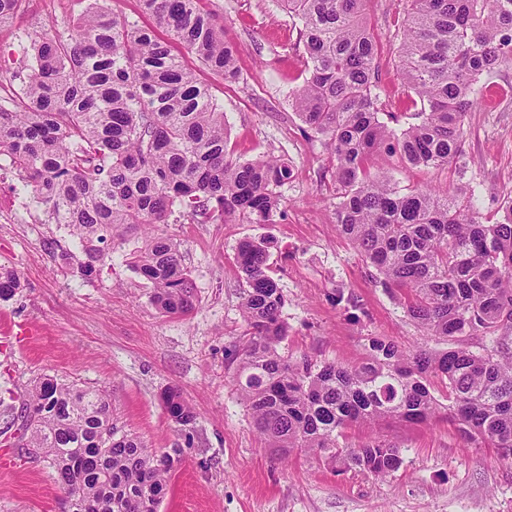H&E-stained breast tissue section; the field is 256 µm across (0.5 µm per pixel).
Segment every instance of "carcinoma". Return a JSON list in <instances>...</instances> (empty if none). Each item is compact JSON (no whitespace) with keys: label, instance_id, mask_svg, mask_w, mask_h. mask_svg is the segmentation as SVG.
Segmentation results:
<instances>
[{"label":"carcinoma","instance_id":"carcinoma-1","mask_svg":"<svg viewBox=\"0 0 512 512\" xmlns=\"http://www.w3.org/2000/svg\"><path fill=\"white\" fill-rule=\"evenodd\" d=\"M22 2L0 0V26ZM140 2L211 74L237 79L235 47L201 0ZM280 2L302 23L307 75L292 90V105L334 157L336 228L423 335L448 348L407 353L373 338L370 358L356 366L288 360L278 352L287 336L285 299L269 275L270 242L245 240L236 263L249 339L235 386L255 430L283 455L300 450L384 478L401 467L400 448L380 438L354 446L339 438L357 423L440 417L435 379L448 389V420L460 436L489 442L512 463V203L485 224L470 183L443 195L402 192L370 171L383 150L405 166L461 173L466 114L490 108L482 76L512 66V0H406L399 68L416 122L405 129L379 119V41L366 0ZM19 60L29 74L0 104V158L53 223L80 240L86 277L103 270L130 231L155 230L131 266L151 284L160 311H189L192 283L180 243L159 226L176 207L193 217L271 224L280 214L276 189L292 179L291 165L270 154L235 157L211 88L169 42L115 12L110 0H86L66 32L41 34L20 48ZM20 287L18 272L0 267V300ZM499 332L490 352L465 346L469 336ZM160 399L174 423H195L178 389ZM14 410L4 412L20 431L19 447L47 462L65 493L78 492L75 512H157L179 453H158L119 430L105 388L46 375Z\"/></svg>","mask_w":512,"mask_h":512}]
</instances>
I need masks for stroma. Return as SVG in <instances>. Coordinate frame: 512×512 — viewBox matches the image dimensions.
Masks as SVG:
<instances>
[{"mask_svg":"<svg viewBox=\"0 0 512 512\" xmlns=\"http://www.w3.org/2000/svg\"><path fill=\"white\" fill-rule=\"evenodd\" d=\"M203 7L223 18L237 46V80L215 77L182 45L174 51L223 104L235 156L273 153L291 162L294 176L280 189L283 218L248 224L173 213L164 230L180 242L195 290L189 312L167 315L130 265L143 234L116 244L103 272L82 276L79 240L66 225L49 222L1 159L0 265L16 269L23 286L0 301V316L39 334L29 347L0 336V399L21 406L45 374L107 387L118 426L150 448L180 451L159 512H512V463L486 444L466 443L445 420L348 429L347 443L376 435L401 448L402 466L384 479L342 471L303 452L283 462L260 440L233 383L245 332L244 285L235 262L241 241L272 242L270 274L283 290L287 326L278 351L289 360L308 355L355 365L367 360L370 338L413 350L423 336L336 228L332 159L291 104V91L304 78L295 47L299 20L280 0H205ZM83 8V0H25L15 22L0 29V51L49 27L66 30ZM402 10L401 0L367 3L381 46L380 102L399 113L404 128L412 118L399 112L404 86L396 20ZM482 81L494 109L467 115L463 175L403 166L383 153L375 156L373 172L391 174L401 189L475 183L480 216L498 218L512 200V68L494 69ZM340 289L354 293L361 310L337 305ZM170 387L195 409L193 428L179 430L161 404ZM17 443V431L0 416V512H66L53 469L19 456Z\"/></svg>","mask_w":512,"mask_h":512,"instance_id":"stroma-1","label":"stroma"}]
</instances>
